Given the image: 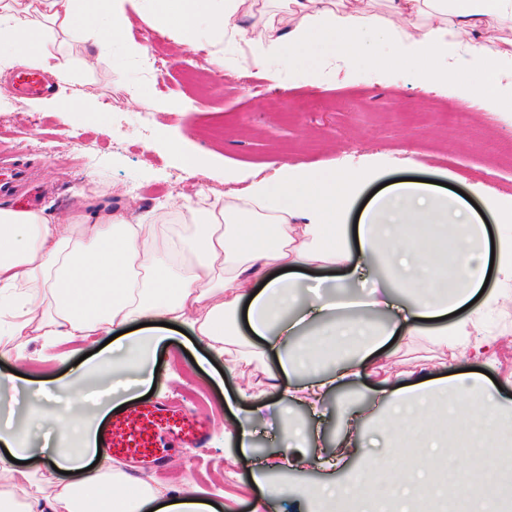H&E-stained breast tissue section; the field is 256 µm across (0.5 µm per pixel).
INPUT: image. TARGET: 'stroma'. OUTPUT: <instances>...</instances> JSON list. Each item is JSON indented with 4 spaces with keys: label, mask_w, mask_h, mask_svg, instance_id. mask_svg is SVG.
<instances>
[{
    "label": "stroma",
    "mask_w": 512,
    "mask_h": 512,
    "mask_svg": "<svg viewBox=\"0 0 512 512\" xmlns=\"http://www.w3.org/2000/svg\"><path fill=\"white\" fill-rule=\"evenodd\" d=\"M125 8L130 26L92 69L81 64V44L65 46L63 62L72 81L60 87L56 101H0V182L14 169L27 179L25 189L0 193L1 206L20 207L25 192L31 207L62 216L101 184L113 210L135 222L172 196L195 201L223 193L218 179L188 177L180 159L186 151L239 171L271 163L373 168L386 184L404 178L444 182L466 194L492 238L512 235V223L483 206L488 195L512 200V158L495 149L512 141V87L499 90L501 111L478 109L464 119L453 111L469 78L485 69L484 59L450 84L428 86L406 71L380 73L363 59L337 76L321 75L314 86L284 61L277 64L279 80H269L265 69L252 65L243 42L220 43L202 29L186 45L159 33L153 52L163 67L150 71L146 55L132 49L143 45L144 30L154 29L152 12L144 0H127ZM218 52L224 56L220 64L214 59ZM244 71L264 80V88L253 93L235 88L232 76ZM176 141L181 151L173 150ZM480 301L485 310L473 336L495 337L492 351L465 354L421 337L407 342L396 336L383 349L382 368L369 379L329 395L320 410L291 402L278 417L261 410L276 398L266 390L264 374L275 358L230 367L187 336L172 334L157 352L153 396L188 408L190 421H204L207 442L187 447L176 426L162 424L156 452L165 465L141 470V477L197 486L223 512H254L260 500L267 501L268 512H317L313 487L353 483L379 462L391 470L393 482H400L409 469L426 463L425 452L418 440L393 448L387 428L392 408L380 390L382 381H421L443 367L457 376L481 368L494 376L490 389L497 399L512 406V281L490 277ZM73 367L70 358H45L35 342L26 359H0V374L26 378L58 377ZM245 384L252 397L239 396ZM342 400L367 418L362 447L340 459ZM231 411L249 424L248 452L224 438V419ZM284 418L300 426L299 436L285 438ZM289 445L301 447L312 466L272 467L273 457Z\"/></svg>",
    "instance_id": "1"
}]
</instances>
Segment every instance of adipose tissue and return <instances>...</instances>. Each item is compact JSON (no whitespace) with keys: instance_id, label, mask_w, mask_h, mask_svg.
I'll list each match as a JSON object with an SVG mask.
<instances>
[{"instance_id":"ef3b65f1","label":"adipose tissue","mask_w":512,"mask_h":512,"mask_svg":"<svg viewBox=\"0 0 512 512\" xmlns=\"http://www.w3.org/2000/svg\"><path fill=\"white\" fill-rule=\"evenodd\" d=\"M87 2L83 10L78 0H0V74L21 66L69 81L47 48L51 24L88 42L82 63L93 67L119 39L123 0ZM152 2L160 28L188 35L208 21L245 42L258 66L282 58L304 67L322 51L413 70L433 85L456 78L436 60L481 55L490 67L468 92L483 100L495 99L502 77H512V0H384L381 11L371 0ZM372 38L394 52L372 50ZM371 179L353 169L288 167L276 179L225 190L207 207L174 201V224H134L87 196L58 217L0 206V357L25 358L33 341L54 350L95 336L106 345L94 371H129L148 389L164 324L182 325L212 354L275 356L267 379L279 394L270 404L277 410L292 399L317 406L361 379L397 335L472 349L468 328L480 312L472 301L489 270L512 280V238L491 241L462 198L418 181L390 184L350 228L346 215ZM380 268L390 287L352 299L349 288ZM312 270L325 271L328 292L308 300ZM242 313L249 341L232 326ZM338 342L350 343L352 355L333 371L320 369L318 355ZM78 378L72 372L29 383L36 395L60 403L50 428L81 440L77 448L51 449L49 469H37L39 449L23 444L11 423L0 424V512H216L199 487L156 488L91 467L99 431L85 412L107 414L120 393H74ZM449 402L456 428L494 468L504 455L502 436L512 435V410L475 379L439 376L392 390L391 437L407 443L405 424L414 419L437 447L426 411Z\"/></svg>"}]
</instances>
